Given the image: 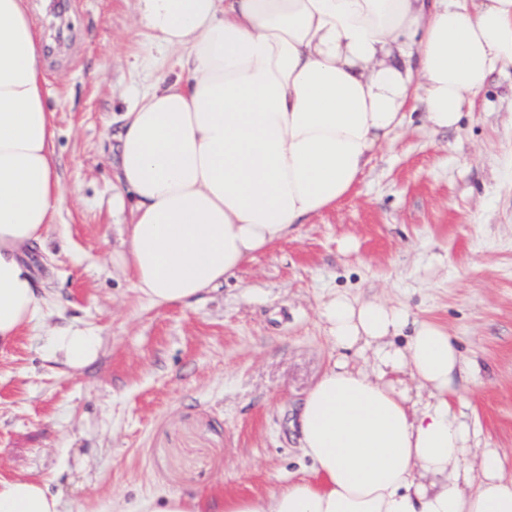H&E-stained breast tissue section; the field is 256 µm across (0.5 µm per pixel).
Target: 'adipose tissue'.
Listing matches in <instances>:
<instances>
[{"label": "adipose tissue", "instance_id": "ef3b65f1", "mask_svg": "<svg viewBox=\"0 0 512 512\" xmlns=\"http://www.w3.org/2000/svg\"><path fill=\"white\" fill-rule=\"evenodd\" d=\"M175 77L123 115L117 180L132 201L115 260L157 305L190 306L344 198L409 104L450 129L512 65V0H135ZM30 0H0V351L43 315L26 259L66 195ZM319 316L340 357L292 421L310 473L267 496L168 494L112 512H512L498 449L472 459L451 412L465 362L441 325L403 306L332 294ZM408 335L399 347L394 337ZM92 330L51 349L79 367ZM371 351L373 364L351 365ZM403 372L424 399L390 380ZM42 482L0 477V512H60Z\"/></svg>", "mask_w": 512, "mask_h": 512}]
</instances>
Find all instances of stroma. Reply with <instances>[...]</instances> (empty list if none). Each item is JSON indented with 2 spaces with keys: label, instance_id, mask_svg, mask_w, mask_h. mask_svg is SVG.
Masks as SVG:
<instances>
[{
  "label": "stroma",
  "instance_id": "stroma-1",
  "mask_svg": "<svg viewBox=\"0 0 512 512\" xmlns=\"http://www.w3.org/2000/svg\"><path fill=\"white\" fill-rule=\"evenodd\" d=\"M66 201L28 260L47 317L0 353V476L48 482L61 512L172 493L269 495L309 470L295 408L333 361L329 293L408 307L453 336L477 384L453 400L512 476V66L449 131L420 109L336 206L192 307L157 306L112 263L127 245L114 137L174 58L135 0H31ZM100 338L72 368L54 331Z\"/></svg>",
  "mask_w": 512,
  "mask_h": 512
}]
</instances>
